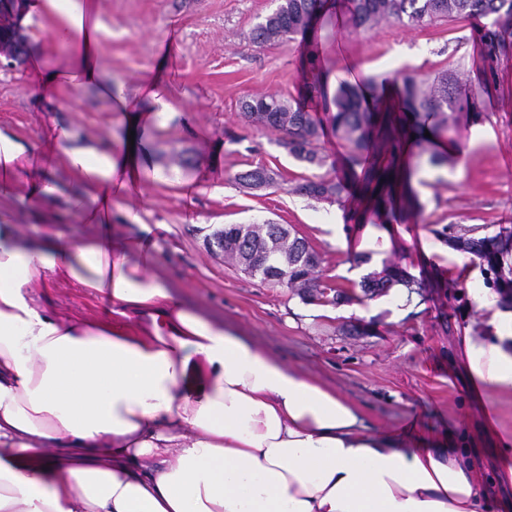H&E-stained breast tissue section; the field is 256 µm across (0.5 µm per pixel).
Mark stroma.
Wrapping results in <instances>:
<instances>
[{
    "mask_svg": "<svg viewBox=\"0 0 512 512\" xmlns=\"http://www.w3.org/2000/svg\"><path fill=\"white\" fill-rule=\"evenodd\" d=\"M105 26L106 80L135 84L160 73L175 107L192 108V123L156 126L154 155L160 176H146L132 202L143 225H113L127 238L155 242L154 275L185 305L225 329L312 376L355 405L368 430L415 424L425 436L453 434L469 448L486 482H494L493 443L482 437V413L470 395L460 357L464 329L478 328L472 289L483 287L482 263L449 249L445 226H512V51L488 63L469 20L438 21L415 28L392 23L369 33L326 16L315 40L317 68L336 80L420 79L440 72L462 77L475 99L474 113L458 115L461 148L451 165L416 175L419 212L398 224L376 261L360 262L356 247L364 226L350 223L347 207L296 193L298 184L322 176L349 182L347 152L333 132L320 138L325 166L298 162L283 134L245 124L242 98L274 94L326 120L324 103L310 96L301 39L257 45L252 27L275 0H97ZM114 115L95 88L58 86L36 96L24 62L0 69V123L36 143L47 125L76 139L107 138ZM193 160L182 171L178 159ZM263 166L278 174L275 186L251 190L236 176ZM203 191L185 196L182 179L201 170ZM284 224L305 237L322 262L321 281L348 289L337 305L303 298L289 288L261 283L225 263L212 248L227 224ZM341 224L347 247L330 244L325 225ZM403 267L418 280L367 298L360 281L377 260ZM43 305L64 317L105 318L111 304L72 285L38 289Z\"/></svg>",
    "mask_w": 512,
    "mask_h": 512,
    "instance_id": "obj_1",
    "label": "stroma"
}]
</instances>
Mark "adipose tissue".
Segmentation results:
<instances>
[{
    "label": "adipose tissue",
    "instance_id": "1",
    "mask_svg": "<svg viewBox=\"0 0 512 512\" xmlns=\"http://www.w3.org/2000/svg\"><path fill=\"white\" fill-rule=\"evenodd\" d=\"M24 8L57 16L66 48L60 64L30 50L37 87H99L117 118L97 147L54 127L39 144L0 128V512H512L451 438L370 432L336 391L186 309L132 261L137 243L21 233L6 203L39 210L60 196L40 163L55 147L86 187L80 223H141L127 193L153 167L147 132L181 116L155 83L103 81L94 0ZM47 281L108 297L111 319L48 310L34 295ZM473 297L484 332L464 333L462 355L512 488V433L493 404L512 392V310Z\"/></svg>",
    "mask_w": 512,
    "mask_h": 512
}]
</instances>
